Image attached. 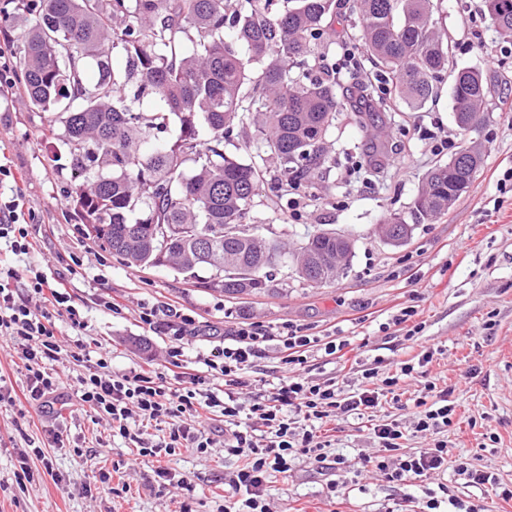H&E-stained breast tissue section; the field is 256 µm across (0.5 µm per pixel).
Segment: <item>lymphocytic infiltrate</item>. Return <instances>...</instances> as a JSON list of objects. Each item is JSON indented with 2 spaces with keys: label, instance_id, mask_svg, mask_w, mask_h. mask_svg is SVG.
<instances>
[{
  "label": "lymphocytic infiltrate",
  "instance_id": "lymphocytic-infiltrate-1",
  "mask_svg": "<svg viewBox=\"0 0 512 512\" xmlns=\"http://www.w3.org/2000/svg\"><path fill=\"white\" fill-rule=\"evenodd\" d=\"M24 207L23 193L16 186L0 201V240L6 245L0 255V348L16 355L24 377L17 388L9 376L0 373V408L15 407L23 414L45 416L53 412L60 397V380L47 369L62 351L55 317L66 314L77 336L83 335L87 323L71 305V295L62 280L34 268L27 288H17L14 258L34 255L40 247L38 237L29 230L35 217L26 214ZM167 318L174 324L162 363L120 374L112 371L107 348H98L92 355L80 346L71 356L84 368L73 377L72 390L82 411L94 420H109L113 434L132 444L131 457L113 465L116 473L151 457L159 461L155 476L169 479L171 472L162 466V459L184 448L200 453L214 448L216 441L199 416L204 411L220 414L224 419V453L238 462L224 477L223 512H271L266 499L270 473H291L300 461L326 476L328 495H336L340 488L337 473L350 471L352 464L329 456L331 443L320 435L318 423L339 412L361 416L381 406L396 393L401 378L431 363L435 354L434 349H423L417 362H402L392 374L376 367L363 370L361 387L347 395L335 379L318 382L307 376L311 362L319 356L332 357L343 351V344L335 337L315 336L290 323L271 327L242 321L228 342L213 346L204 357L205 374L188 375L182 387L174 388L168 374L184 364L183 340L195 333L194 319L170 306H145L139 312L141 323L148 327ZM271 341L279 344L284 373L269 392L264 379L248 385L242 373L263 358ZM415 406L414 429L430 435L429 446L414 453L403 452L404 427L397 420H386L373 429L375 450L362 456L363 467L397 484L450 470L466 486L487 485L498 498L512 501V485L500 483L490 472L474 469L465 457L449 456L448 429L455 409L447 390L424 381ZM154 423L167 427L155 440L144 432Z\"/></svg>",
  "mask_w": 512,
  "mask_h": 512
}]
</instances>
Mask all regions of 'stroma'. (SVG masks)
Masks as SVG:
<instances>
[{
    "mask_svg": "<svg viewBox=\"0 0 512 512\" xmlns=\"http://www.w3.org/2000/svg\"><path fill=\"white\" fill-rule=\"evenodd\" d=\"M447 38L456 67H475L497 87L498 97L512 98V38L500 36L485 18V0H442ZM450 80H442L436 98L419 110L380 112L375 126L384 130L377 144L383 157L395 162L379 177L369 178L362 154L333 169L316 195L288 194L272 200L261 187L252 210L255 231L267 237L302 242L318 228L352 233L355 253L347 275L335 284L313 288L302 283L290 265L279 266L269 291L227 297L198 288L166 268H131L83 233L67 203L69 172L63 148L43 131L50 113L26 104L20 92L0 95V151L11 162L18 185L39 224L49 231L39 255L20 257L14 264L18 283L36 265L47 275L65 273L72 261L80 269L70 284L73 303L88 324L86 344L102 343L110 350L113 371L126 373L149 359L160 358L170 342L167 326L151 329L139 321L144 305H173L196 320V335L186 337L185 359L202 370L204 352L223 342L236 323L276 326L284 322L313 333H336L348 340L345 359L318 360L310 376L335 378L344 393L361 385L364 369L381 365L395 371L401 362L435 351L427 377L447 390L455 406L448 430L452 455L470 459L476 469L512 483V189L501 186L502 172L512 166V112L491 105L480 137L486 146L484 163L464 193L430 224L414 225L409 240L399 246L382 239L377 226L387 214L407 211L427 171L448 161L452 150L441 137L462 143L453 117ZM114 297L125 303L116 315L99 301ZM411 306L423 330L407 339L398 328L382 330L391 313ZM62 381L60 414L71 444L53 447L44 430L45 418L20 417L0 411V512H172L176 501L190 499L196 512H216L224 476L236 467L234 457L215 448L201 454L185 448L169 463L172 480L156 479L150 464L128 471L130 490L116 497L107 487L93 494L83 490L94 475L108 472L113 461L127 455L120 437L78 410L68 385L80 366L69 356L53 362ZM419 383L400 382L401 399L358 417L337 414L321 427L332 443L331 455L358 461L371 453L372 424L393 418L409 426L416 412ZM45 450L63 477L20 487L13 472L18 450L27 441ZM336 497H328L324 476L301 464L292 473L271 474L267 494L275 512H382L386 504L421 501L427 489L443 482L459 496L483 500L487 512H512L493 493L456 484L452 472L401 485L375 473H346Z\"/></svg>",
    "mask_w": 512,
    "mask_h": 512,
    "instance_id": "35a3bbf8",
    "label": "stroma"
}]
</instances>
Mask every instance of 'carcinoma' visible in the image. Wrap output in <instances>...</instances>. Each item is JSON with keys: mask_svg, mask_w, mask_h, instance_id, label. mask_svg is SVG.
Segmentation results:
<instances>
[{"mask_svg": "<svg viewBox=\"0 0 512 512\" xmlns=\"http://www.w3.org/2000/svg\"><path fill=\"white\" fill-rule=\"evenodd\" d=\"M357 38L384 85L366 80L351 101L336 82L313 74L329 50L324 34L335 0H17L31 16L16 44L20 88L33 107L55 115L48 136L67 154V199L86 236L135 268L168 267L198 288L227 296L266 290L270 250L288 247L246 229L254 198L274 161V189L317 188L336 167L333 131L344 106L363 113L410 108L437 95L448 73V41L434 0H357ZM121 52L126 65L112 66ZM93 70L95 78L86 81ZM491 84L466 68L453 87L458 128L480 131ZM149 97L152 112L136 103ZM178 126L172 139L158 134ZM238 133L256 153L226 152ZM484 154L427 172L410 216L383 218L412 233L448 212L471 185ZM164 227L165 252L153 234ZM352 238L308 235L293 254L311 287L336 281V257L348 272Z\"/></svg>", "mask_w": 512, "mask_h": 512, "instance_id": "cac0c4a2", "label": "carcinoma"}]
</instances>
